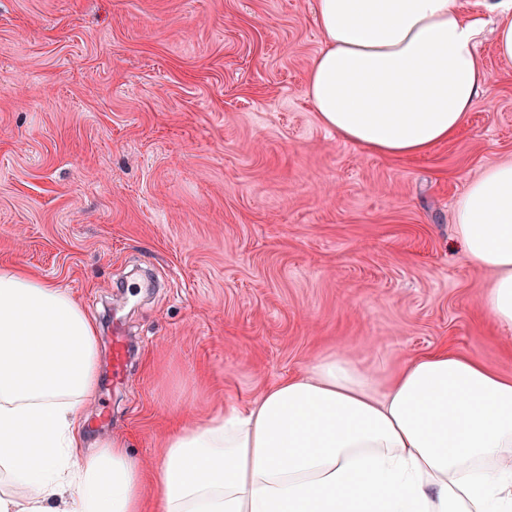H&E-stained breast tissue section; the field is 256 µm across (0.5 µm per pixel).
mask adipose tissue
Returning <instances> with one entry per match:
<instances>
[{
    "label": "adipose tissue",
    "mask_w": 512,
    "mask_h": 512,
    "mask_svg": "<svg viewBox=\"0 0 512 512\" xmlns=\"http://www.w3.org/2000/svg\"><path fill=\"white\" fill-rule=\"evenodd\" d=\"M306 95L347 142L426 153L465 124L491 75L483 14L460 0H317ZM483 307L512 331V160L454 204ZM90 316L67 288L0 269V512H512V376L442 349L388 381L331 354L190 423L153 465L123 436L86 445L97 384Z\"/></svg>",
    "instance_id": "ef3b65f1"
}]
</instances>
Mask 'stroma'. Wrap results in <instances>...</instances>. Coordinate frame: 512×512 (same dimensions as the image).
Listing matches in <instances>:
<instances>
[{
    "mask_svg": "<svg viewBox=\"0 0 512 512\" xmlns=\"http://www.w3.org/2000/svg\"><path fill=\"white\" fill-rule=\"evenodd\" d=\"M315 0H0V268L125 318V385L78 412L153 462L171 415L344 354L384 377L439 349L512 374L482 313L490 275L453 203L512 157V63L451 140L412 157L326 129L304 91ZM111 417L99 422L100 399Z\"/></svg>",
    "mask_w": 512,
    "mask_h": 512,
    "instance_id": "1",
    "label": "stroma"
}]
</instances>
